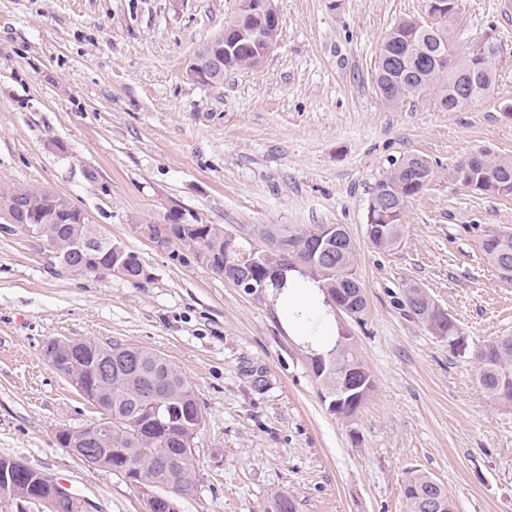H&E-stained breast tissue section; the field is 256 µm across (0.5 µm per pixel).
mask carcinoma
<instances>
[{"mask_svg":"<svg viewBox=\"0 0 512 512\" xmlns=\"http://www.w3.org/2000/svg\"><path fill=\"white\" fill-rule=\"evenodd\" d=\"M452 52L450 31L417 25L410 18L398 22L383 40L377 56L375 81L394 83L403 89V96L383 100L388 106H396L404 98L420 94H432L436 105L443 111H456L457 96L462 89H475L474 100L478 101L492 91L495 74L486 53L471 57L465 52L460 57L463 68L450 74L438 64L440 51ZM254 66V51L239 48L232 69L246 70ZM468 169L474 178L485 179L481 194L491 197H512V157L482 149L469 154ZM432 174L429 161L423 155L413 153L393 164L384 179L375 186L373 207L368 209L366 223L371 225L370 242L378 249L394 247L403 231V213L406 204L418 191V181ZM14 203L22 210L17 215L22 224L29 221V213L39 212L44 222L51 224L52 237L42 242L53 247L55 258L70 261L74 269L82 268L73 251L75 241L85 233V225L75 212L67 213L64 223L55 224L53 218L65 208L64 196L48 197L44 188L0 182V206ZM332 228L330 224L272 225L262 231L268 246L263 263L266 269L259 272L264 287H270L275 274L269 269L284 265L281 252L273 247L278 238H288L299 249L307 247L312 233ZM173 235L189 251L199 249L212 255V271L224 274V226L220 224H194L186 230L183 224L170 225ZM343 253L331 259L323 281L317 286L333 293L340 288L344 299L356 305L355 313L362 316L366 310V298L354 266V245L342 246ZM481 250L492 265L500 281L512 284L504 276L512 272V230L490 229L481 242ZM123 266L132 277L143 274L138 256L131 251L104 257L101 265ZM403 305L428 329L448 340V346L458 357L472 363L478 382L484 391L500 403L512 405V335L497 336L490 340L473 341L449 314L441 311L425 289L408 284L403 290ZM112 352V377L99 378L94 366ZM319 366L312 367L319 373L323 395L336 398V379L352 373V378L362 383L365 389L360 402L345 404L339 412L343 417L354 415L361 402L365 401L373 388V379L356 351L353 338L340 336L336 346L323 356H313ZM66 364L65 374L81 383L82 395L99 410L112 418L111 434L99 442H90L91 425L81 429H64L58 443L65 448H110L112 456L100 463L101 468L121 472L132 464L137 483L152 490L161 488L187 491L196 485L193 466L194 453L186 449L194 445L203 423V414L193 388L187 383L177 366L162 354L143 347L128 344H100L81 340L73 344H60L59 369ZM158 388L164 399L166 410L155 420L148 393ZM407 512H425L429 498L443 499L448 504L447 512H454V503L444 486L431 476L412 472L404 481L402 489ZM266 512H296L295 501L286 493L274 495Z\"/></svg>","mask_w":512,"mask_h":512,"instance_id":"obj_1","label":"carcinoma"}]
</instances>
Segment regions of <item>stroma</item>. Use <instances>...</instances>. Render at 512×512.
Wrapping results in <instances>:
<instances>
[{
	"mask_svg": "<svg viewBox=\"0 0 512 512\" xmlns=\"http://www.w3.org/2000/svg\"><path fill=\"white\" fill-rule=\"evenodd\" d=\"M277 6L263 65L211 88L187 61L238 0H0V180L63 193L145 272L136 283L68 273L46 244L0 233V457L49 475L83 512H144L124 475L60 447L58 431L97 413L42 353L51 339L118 342L161 353L197 394V490L179 512H264L278 492L297 512H406L415 470L456 512H512V407L401 305L412 283L472 339L512 334V286L481 251L482 231L512 229V199L453 177L475 150L512 156V0H459L455 48L485 50L495 71L491 93L459 112L429 95L389 107L376 90L380 44L399 21L425 18L426 0ZM411 153L428 158L431 179L398 244L377 249L371 193ZM172 210L242 237L265 224L346 227L367 309L336 321L375 384L355 416L329 412L309 352L268 297L134 233Z\"/></svg>",
	"mask_w": 512,
	"mask_h": 512,
	"instance_id": "1",
	"label": "stroma"
}]
</instances>
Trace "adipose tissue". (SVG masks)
I'll use <instances>...</instances> for the list:
<instances>
[{"instance_id":"obj_1","label":"adipose tissue","mask_w":512,"mask_h":512,"mask_svg":"<svg viewBox=\"0 0 512 512\" xmlns=\"http://www.w3.org/2000/svg\"><path fill=\"white\" fill-rule=\"evenodd\" d=\"M279 318L289 335L314 353L333 348L338 324L324 295L315 284L294 276H286L280 287L270 289Z\"/></svg>"}]
</instances>
